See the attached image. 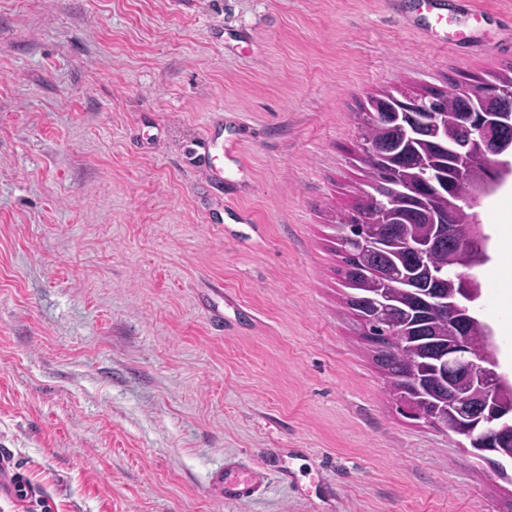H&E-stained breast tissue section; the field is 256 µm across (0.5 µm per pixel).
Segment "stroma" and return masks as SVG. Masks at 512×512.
Masks as SVG:
<instances>
[{"label": "stroma", "instance_id": "35a3bbf8", "mask_svg": "<svg viewBox=\"0 0 512 512\" xmlns=\"http://www.w3.org/2000/svg\"><path fill=\"white\" fill-rule=\"evenodd\" d=\"M437 6L0 0V444L42 489L0 512H512L402 409L337 275L361 104L512 68V0ZM478 212L512 382V175ZM222 126V118L215 117L210 124L207 137L210 139L212 145L217 149L218 156L222 155L223 160H227L229 164H236L237 157L234 147L231 143L224 142ZM212 485L224 500H242L255 493L257 479L247 470L236 472L232 477L224 476V469H216L211 477Z\"/></svg>", "mask_w": 512, "mask_h": 512}]
</instances>
